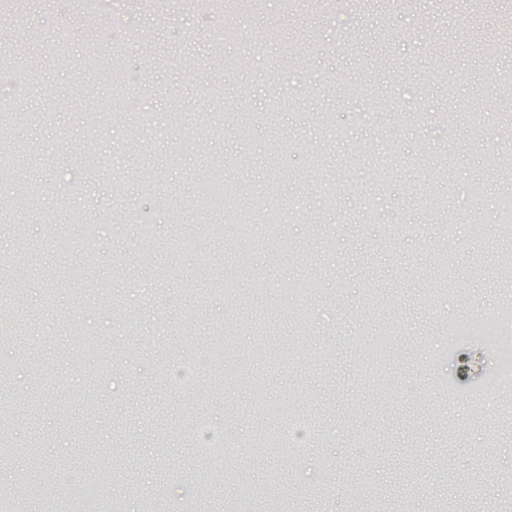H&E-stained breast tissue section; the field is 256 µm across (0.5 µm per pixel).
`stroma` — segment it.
I'll list each match as a JSON object with an SVG mask.
<instances>
[{
  "instance_id": "35a3bbf8",
  "label": "stroma",
  "mask_w": 512,
  "mask_h": 512,
  "mask_svg": "<svg viewBox=\"0 0 512 512\" xmlns=\"http://www.w3.org/2000/svg\"><path fill=\"white\" fill-rule=\"evenodd\" d=\"M511 15L512 0L479 13L468 0H263L250 15L207 17L193 0H97L91 16L82 0H25L0 15V47L34 74L20 100L27 120L0 124L23 156L0 176L12 215L0 225V409L16 414L18 446L0 454V488L18 487L20 512H39L43 485L66 502L88 480L122 512L187 500L195 512H433L441 501L505 512L512 417L492 394L469 397L495 357L480 338L452 348L441 338L512 296L498 263L512 233L482 242L469 231L495 221L496 197L512 192L500 170L512 160V88L496 78L512 71V46L470 49L482 33L503 35ZM267 24L282 41L252 45ZM91 43L99 57L86 70L57 54L77 58ZM120 83L152 130L112 103ZM353 84L363 96L347 95ZM216 170L243 199L264 190L282 224L264 223L259 206L223 224L201 204ZM33 181L38 196L16 209L12 185ZM473 181L481 196L467 195ZM436 191L447 214L425 205ZM171 210L181 223H168ZM176 236L194 251H173ZM244 249L248 273L235 261ZM22 254L30 273L19 281ZM253 272L270 279L266 294L250 292ZM314 277L309 323L276 333L291 287ZM393 319L402 330L377 356ZM219 330L239 344L220 367ZM181 361L203 367L177 389L166 375ZM225 371L261 382L269 408L248 388L217 390ZM279 413L316 429L302 456L274 446ZM203 420L229 428L224 457L197 448Z\"/></svg>"
}]
</instances>
